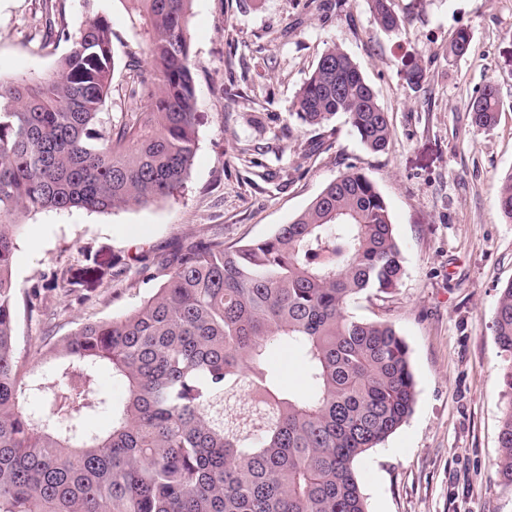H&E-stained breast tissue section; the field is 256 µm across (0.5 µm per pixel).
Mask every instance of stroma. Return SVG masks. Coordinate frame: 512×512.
Masks as SVG:
<instances>
[{"instance_id": "1", "label": "stroma", "mask_w": 512, "mask_h": 512, "mask_svg": "<svg viewBox=\"0 0 512 512\" xmlns=\"http://www.w3.org/2000/svg\"><path fill=\"white\" fill-rule=\"evenodd\" d=\"M192 0L187 31L197 93V151L180 193L114 212L41 210L23 217L13 274L17 350L31 376L34 346L112 318L163 283L175 251L218 238L274 234L346 168L384 197L404 274L354 315L391 323L407 344L413 412L357 464L368 512H512L498 478L505 365L492 322L512 281V221L498 209L512 170V0H392L398 32L366 0ZM78 33L95 13L112 24L114 84L136 43L120 0H0V78L53 72L68 50L46 13ZM466 30L470 46L454 55ZM337 45L387 112L392 137L365 149L344 116L331 135L290 119L322 51ZM421 67V84L408 72ZM498 90L494 126L475 127L469 103ZM75 284L52 289L54 276Z\"/></svg>"}]
</instances>
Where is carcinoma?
Masks as SVG:
<instances>
[{
  "label": "carcinoma",
  "instance_id": "cac0c4a2",
  "mask_svg": "<svg viewBox=\"0 0 512 512\" xmlns=\"http://www.w3.org/2000/svg\"><path fill=\"white\" fill-rule=\"evenodd\" d=\"M123 2L140 39L126 88L139 109L115 120L102 111L114 91L102 12L75 36L46 18L70 43L57 70L0 79V512H367L355 464L406 421L416 391L393 325L350 312L404 273L387 203L351 167L268 238L177 250L148 298L39 350L54 366L23 382L12 272L20 215L173 197L197 150L191 0ZM368 5L379 26L399 30L392 0ZM469 112L474 126L494 125L496 87ZM338 115L367 149L386 150L388 113L333 44L290 116L320 127ZM496 201L512 219V171ZM492 329L512 394V282ZM282 349L301 356L307 391L281 381L271 357ZM108 377L124 387L118 402ZM99 413L111 418L103 431L87 424ZM499 445L497 474L512 486V400Z\"/></svg>",
  "mask_w": 512,
  "mask_h": 512
}]
</instances>
